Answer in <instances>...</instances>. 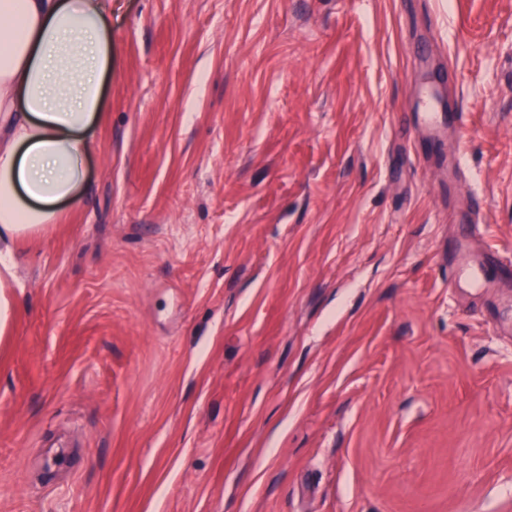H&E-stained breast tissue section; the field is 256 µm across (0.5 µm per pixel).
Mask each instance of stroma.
Returning <instances> with one entry per match:
<instances>
[{
	"label": "stroma",
	"mask_w": 512,
	"mask_h": 512,
	"mask_svg": "<svg viewBox=\"0 0 512 512\" xmlns=\"http://www.w3.org/2000/svg\"><path fill=\"white\" fill-rule=\"evenodd\" d=\"M84 167L4 291L0 512H512V0H120Z\"/></svg>",
	"instance_id": "35a3bbf8"
}]
</instances>
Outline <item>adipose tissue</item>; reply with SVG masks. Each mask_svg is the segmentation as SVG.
<instances>
[{
	"mask_svg": "<svg viewBox=\"0 0 512 512\" xmlns=\"http://www.w3.org/2000/svg\"><path fill=\"white\" fill-rule=\"evenodd\" d=\"M112 0H0V268L62 217L112 70Z\"/></svg>",
	"mask_w": 512,
	"mask_h": 512,
	"instance_id": "obj_1",
	"label": "adipose tissue"
}]
</instances>
